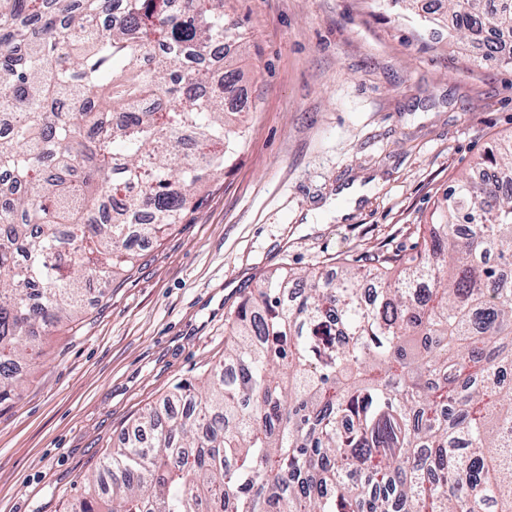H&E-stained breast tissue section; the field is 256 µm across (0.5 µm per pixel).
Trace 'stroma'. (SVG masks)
<instances>
[{"label":"stroma","mask_w":512,"mask_h":512,"mask_svg":"<svg viewBox=\"0 0 512 512\" xmlns=\"http://www.w3.org/2000/svg\"><path fill=\"white\" fill-rule=\"evenodd\" d=\"M379 0H224L240 27L244 143L185 223L92 280L0 408V512H72L138 415L224 358V328L272 272L410 258L454 179L512 136V33L465 48Z\"/></svg>","instance_id":"35a3bbf8"}]
</instances>
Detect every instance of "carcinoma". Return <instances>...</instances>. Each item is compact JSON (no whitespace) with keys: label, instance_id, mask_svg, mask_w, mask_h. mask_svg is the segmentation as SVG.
I'll return each instance as SVG.
<instances>
[{"label":"carcinoma","instance_id":"cac0c4a2","mask_svg":"<svg viewBox=\"0 0 512 512\" xmlns=\"http://www.w3.org/2000/svg\"><path fill=\"white\" fill-rule=\"evenodd\" d=\"M112 2L0 0V408L87 283L184 223L243 142L237 62L211 95L189 68L224 0H122L117 23ZM488 2L448 0V43L512 28ZM482 165L512 179V140ZM434 216L371 299L355 267L264 278L224 359L143 410L76 512H512V191L471 175Z\"/></svg>","mask_w":512,"mask_h":512}]
</instances>
